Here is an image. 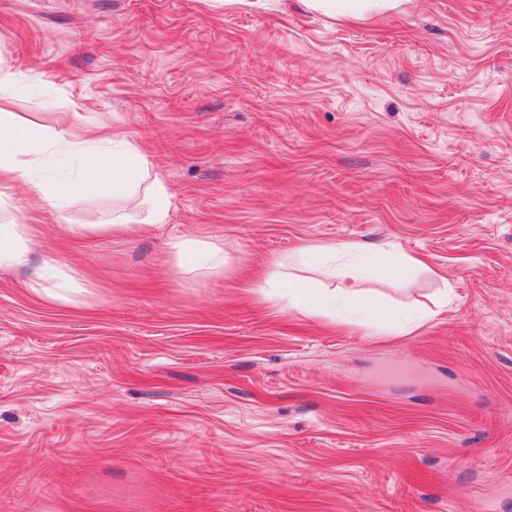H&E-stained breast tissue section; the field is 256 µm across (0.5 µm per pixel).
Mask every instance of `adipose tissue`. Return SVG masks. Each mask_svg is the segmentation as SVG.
I'll list each match as a JSON object with an SVG mask.
<instances>
[{
    "label": "adipose tissue",
    "mask_w": 512,
    "mask_h": 512,
    "mask_svg": "<svg viewBox=\"0 0 512 512\" xmlns=\"http://www.w3.org/2000/svg\"><path fill=\"white\" fill-rule=\"evenodd\" d=\"M312 9L341 19L365 20L395 9L401 0H304ZM78 160L73 179L63 182L46 180L42 166L44 152ZM148 160L129 135H112L88 127L82 134L59 129L43 131L0 114V190L14 184H26L29 206L48 208L60 213L79 198L109 193H136L140 174ZM34 232L24 221L0 225V268L32 266L31 289L43 300L59 305H73L83 291L79 274H65L55 260L47 258L32 264ZM169 252L175 273L203 268H217L224 263V246L193 235L172 238ZM384 248L363 250L355 244L333 246L307 245L299 259L329 280L326 288L298 276L279 277L263 288L265 300L272 305L288 303L302 311L327 315L342 312L345 318L362 328L366 335L379 336L392 327L412 329L422 318L414 312L401 320L362 287L368 273L387 259Z\"/></svg>",
    "instance_id": "adipose-tissue-1"
}]
</instances>
